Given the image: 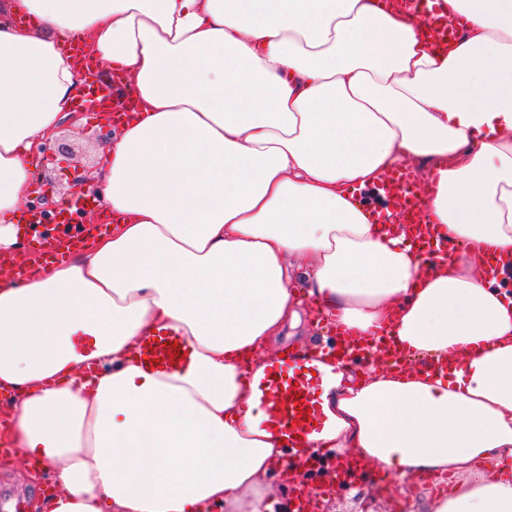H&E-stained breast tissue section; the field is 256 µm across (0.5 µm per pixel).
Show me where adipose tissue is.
<instances>
[{"mask_svg": "<svg viewBox=\"0 0 512 512\" xmlns=\"http://www.w3.org/2000/svg\"><path fill=\"white\" fill-rule=\"evenodd\" d=\"M444 2L464 26L439 52L378 0H0V251L81 84L63 44L134 95L96 186L114 226L0 272L4 435L56 476L34 512H267L286 453L245 375L306 308L409 364H323L294 457L448 477L421 512H512V292L484 275L512 261V0ZM408 164L448 258L356 199ZM160 336L182 363L141 360Z\"/></svg>", "mask_w": 512, "mask_h": 512, "instance_id": "ef3b65f1", "label": "adipose tissue"}]
</instances>
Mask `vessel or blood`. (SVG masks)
Segmentation results:
<instances>
[{
  "instance_id": "1",
  "label": "vessel or blood",
  "mask_w": 512,
  "mask_h": 512,
  "mask_svg": "<svg viewBox=\"0 0 512 512\" xmlns=\"http://www.w3.org/2000/svg\"><path fill=\"white\" fill-rule=\"evenodd\" d=\"M406 8L427 17L428 36L434 44L448 45L459 30L458 23L450 21L440 7L439 0H405ZM90 94L99 101L101 111L119 113L127 111L129 101L124 94L102 92L99 82L88 85ZM428 184L417 172L409 168H396L385 174L376 190L382 210L380 223L391 229L408 228L426 255H447L448 243L437 238L425 220L423 199ZM80 234L68 231L65 225L45 226L40 234L43 254L58 258L80 248ZM392 352L390 341L381 339L375 345H363L354 340L337 337L334 344L323 349L321 355L290 352L267 363L263 374L255 383L256 393L271 423L285 437L287 443H296L301 437L321 431L326 419L319 405L324 374L317 366L319 356L330 358H367L373 351Z\"/></svg>"
}]
</instances>
